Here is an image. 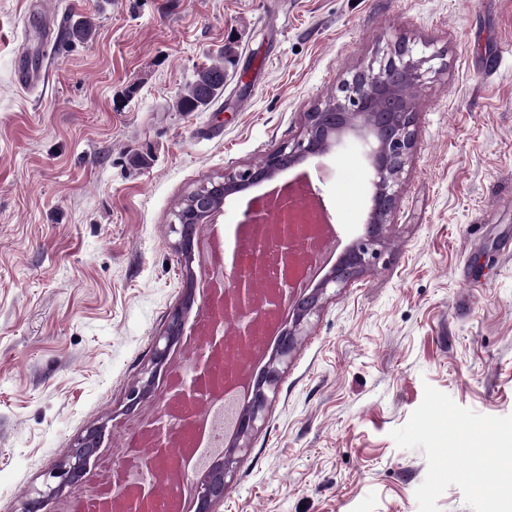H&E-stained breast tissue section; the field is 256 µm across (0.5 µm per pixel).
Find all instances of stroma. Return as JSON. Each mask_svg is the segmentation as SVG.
<instances>
[{
    "label": "stroma",
    "instance_id": "1",
    "mask_svg": "<svg viewBox=\"0 0 512 512\" xmlns=\"http://www.w3.org/2000/svg\"><path fill=\"white\" fill-rule=\"evenodd\" d=\"M399 38L424 64L387 248L309 317L219 512L512 504L504 465L478 489L454 472L512 448V0H0V512L87 428L122 447L196 271L179 200L296 141ZM218 60L223 96L177 111ZM367 152L348 137L302 165L336 257L365 230ZM184 335V322L182 311L175 309L168 316L165 330L161 336H158L154 343L153 364L157 368L166 363L171 347L182 339ZM161 341L164 343L161 344Z\"/></svg>",
    "mask_w": 512,
    "mask_h": 512
}]
</instances>
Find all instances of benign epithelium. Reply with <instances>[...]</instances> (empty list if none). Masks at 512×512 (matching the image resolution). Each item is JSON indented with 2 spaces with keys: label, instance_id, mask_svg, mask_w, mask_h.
<instances>
[{
  "label": "benign epithelium",
  "instance_id": "7a95c632",
  "mask_svg": "<svg viewBox=\"0 0 512 512\" xmlns=\"http://www.w3.org/2000/svg\"><path fill=\"white\" fill-rule=\"evenodd\" d=\"M421 61L412 57L403 43L394 45L391 55L380 63L378 70L360 72L342 85V96L305 115L303 137L293 145H284L270 152L261 163L224 173V196L239 193L263 181L274 179L286 168L308 157L326 154L339 145L349 133L372 138L369 160L373 187L371 207L365 232L356 238L336 266L310 294L288 288V282L300 275L310 259L309 244L319 236V226L305 225L288 213H278L275 224L262 225L263 238L255 253L254 264L242 260V249L247 241L245 232L253 227L251 213H246L234 232V246L224 250V267L230 269V283L224 290V314L237 319L235 336L237 357L247 360L253 344L255 329L263 309V295L255 284L261 255L271 251L280 262L283 279L266 285L270 294L280 293L294 307V320L280 328L275 352L264 370L253 379L250 399L240 411L234 432L225 438V452L216 461L197 472L196 512H218L224 502L226 476L235 461V454L246 447L243 440L251 435L256 422L264 418L268 392L275 388L277 365L294 350L304 323L321 306V299L329 286L345 285L380 258L386 243L387 226L397 201V186L406 161L415 144L412 120L413 99L404 95V87L413 86L420 76ZM184 322L182 311L174 310L168 316L163 334L156 338L153 364L166 363L171 347L182 339ZM221 343L210 342L196 355V373L185 386L182 400L193 402L214 385L213 365L221 357ZM155 372L141 377L127 395L128 409L132 410L152 393ZM100 428H91L77 436L69 457L50 473L53 482L38 497L21 501L17 512H42L44 504L64 494L66 489L87 471L91 458L99 449Z\"/></svg>",
  "mask_w": 512,
  "mask_h": 512
}]
</instances>
